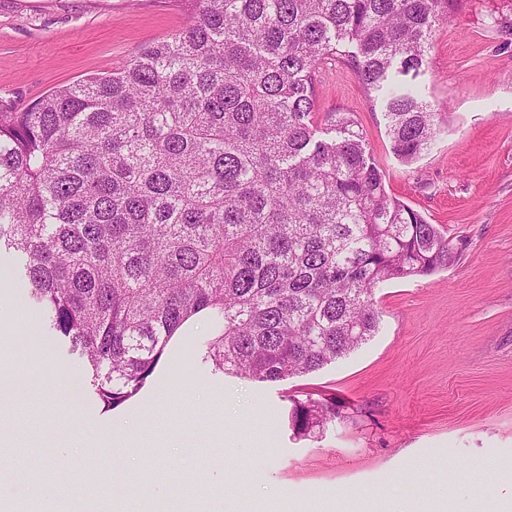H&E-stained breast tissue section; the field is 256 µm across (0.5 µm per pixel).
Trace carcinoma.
Wrapping results in <instances>:
<instances>
[{
    "label": "carcinoma",
    "mask_w": 512,
    "mask_h": 512,
    "mask_svg": "<svg viewBox=\"0 0 512 512\" xmlns=\"http://www.w3.org/2000/svg\"><path fill=\"white\" fill-rule=\"evenodd\" d=\"M190 25L107 75L0 104V250L106 411L209 311L202 362L258 382L316 372L379 329L374 287L452 266L388 194L349 112L316 124L313 76L347 58L386 100L404 162L441 132L404 81L458 0H193ZM336 407L295 402L307 437Z\"/></svg>",
    "instance_id": "cac0c4a2"
}]
</instances>
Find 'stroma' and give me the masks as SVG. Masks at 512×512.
I'll use <instances>...</instances> for the list:
<instances>
[{
    "mask_svg": "<svg viewBox=\"0 0 512 512\" xmlns=\"http://www.w3.org/2000/svg\"><path fill=\"white\" fill-rule=\"evenodd\" d=\"M192 0H0V103L24 107L56 87L107 74L189 25ZM414 84L447 118L412 162L392 151L382 97L336 59L314 76L316 119L352 113L387 191L465 249L451 267L373 291L378 332L312 374L256 382L201 365L194 337L161 358L112 412L147 466L119 471L97 447L102 406L82 426L66 402L10 406L24 465L0 456V512L47 499L48 512H489L512 503V0H463L436 24ZM0 254V364L31 383L87 378L85 361L41 337L27 289ZM196 390L152 399L161 375ZM335 403L323 433L296 438L294 401ZM133 485L116 500L113 487Z\"/></svg>",
    "mask_w": 512,
    "mask_h": 512,
    "instance_id": "35a3bbf8",
    "label": "stroma"
}]
</instances>
